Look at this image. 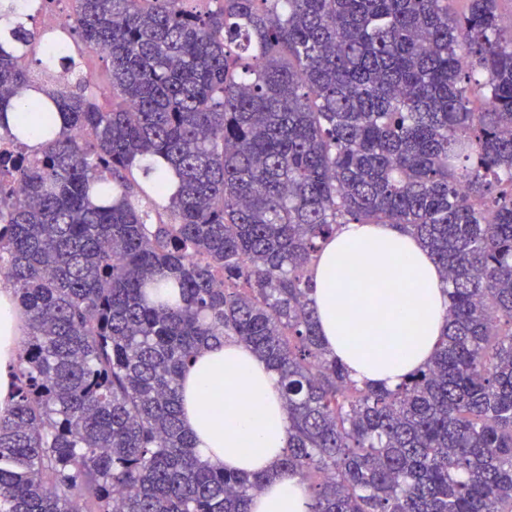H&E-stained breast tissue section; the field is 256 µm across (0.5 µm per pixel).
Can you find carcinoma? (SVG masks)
Instances as JSON below:
<instances>
[{
	"instance_id": "1",
	"label": "carcinoma",
	"mask_w": 512,
	"mask_h": 512,
	"mask_svg": "<svg viewBox=\"0 0 512 512\" xmlns=\"http://www.w3.org/2000/svg\"><path fill=\"white\" fill-rule=\"evenodd\" d=\"M465 2L73 0L51 39L11 4L0 270L28 338L0 512H248L267 476L202 461L180 418L227 340L280 379L309 512H512V29ZM352 223L409 231L448 289L395 390L352 381L311 306Z\"/></svg>"
}]
</instances>
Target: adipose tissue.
<instances>
[{"mask_svg":"<svg viewBox=\"0 0 512 512\" xmlns=\"http://www.w3.org/2000/svg\"><path fill=\"white\" fill-rule=\"evenodd\" d=\"M313 306L326 349L360 382L396 388L432 358L448 314L441 273L417 239L389 224H345L318 255ZM21 309L0 289V411L12 405ZM181 417L200 457L268 480L249 512H309L312 491L281 472L288 418L275 373L250 349H201L180 380Z\"/></svg>","mask_w":512,"mask_h":512,"instance_id":"adipose-tissue-1","label":"adipose tissue"}]
</instances>
